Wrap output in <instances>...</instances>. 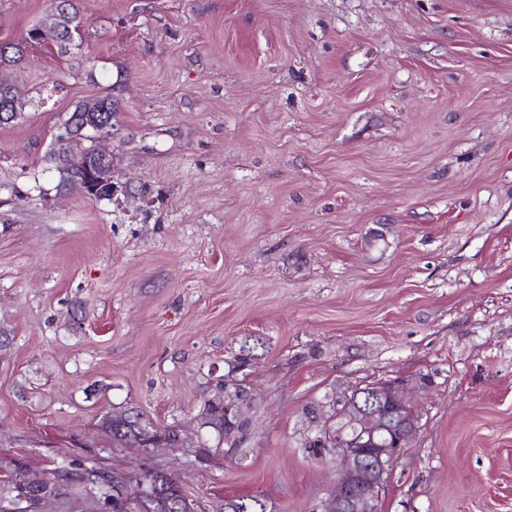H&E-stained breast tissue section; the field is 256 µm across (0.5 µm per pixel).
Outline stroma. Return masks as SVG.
<instances>
[{"instance_id":"obj_1","label":"stroma","mask_w":512,"mask_h":512,"mask_svg":"<svg viewBox=\"0 0 512 512\" xmlns=\"http://www.w3.org/2000/svg\"><path fill=\"white\" fill-rule=\"evenodd\" d=\"M79 7L81 48L30 47L0 128V466L51 482L79 457L130 475L132 504L159 471L195 512H314L337 464L306 407L400 379L418 432L380 512H512V0ZM46 10L0 0V41ZM102 96L119 205L46 161ZM226 378L251 399L233 442L204 424ZM124 410L183 447L113 445ZM17 84L13 81H1L0 93H1V105H0V126L8 125L17 121L22 112L23 105H25L24 91L19 88L16 89ZM15 93L16 98L19 100L20 112L16 109L15 99L13 94Z\"/></svg>"}]
</instances>
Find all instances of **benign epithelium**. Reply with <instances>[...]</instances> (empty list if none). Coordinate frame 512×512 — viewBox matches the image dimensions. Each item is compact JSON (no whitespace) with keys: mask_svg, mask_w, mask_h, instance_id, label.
<instances>
[{"mask_svg":"<svg viewBox=\"0 0 512 512\" xmlns=\"http://www.w3.org/2000/svg\"><path fill=\"white\" fill-rule=\"evenodd\" d=\"M33 37L46 43H63L61 29L45 26L33 32ZM17 84L0 83V126L17 121L21 113L15 107L13 94ZM96 133L112 132V114L106 105L91 116L79 115L60 130L56 156L78 171L70 184L87 196L97 199L98 183L92 178L94 166L78 145L85 140V129ZM353 418L354 433L344 434L334 430L330 420H325L321 441H336L339 460L336 486L325 500L322 512H380L382 492L391 470L416 434V408L408 397L407 389L395 381L375 382L363 389L336 397ZM245 398L224 392V414L234 420L244 419Z\"/></svg>","mask_w":512,"mask_h":512,"instance_id":"obj_1","label":"benign epithelium"}]
</instances>
